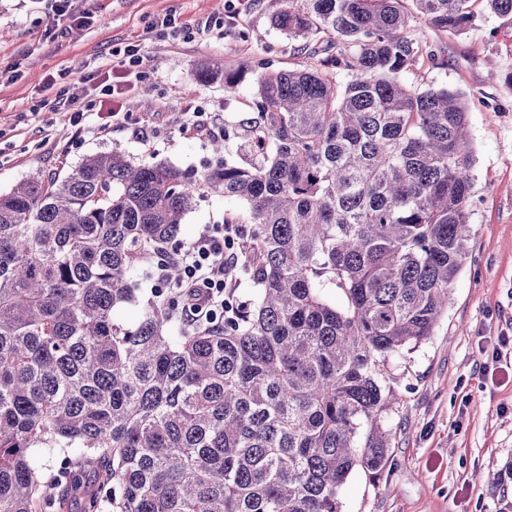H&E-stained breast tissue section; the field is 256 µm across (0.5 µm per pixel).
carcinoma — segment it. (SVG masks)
Returning a JSON list of instances; mask_svg holds the SVG:
<instances>
[{"label":"carcinoma","instance_id":"obj_1","mask_svg":"<svg viewBox=\"0 0 512 512\" xmlns=\"http://www.w3.org/2000/svg\"><path fill=\"white\" fill-rule=\"evenodd\" d=\"M402 2L277 0L276 29L324 38L300 69L245 64L238 163L217 138L199 177L111 150L0 193V512H341L352 471L383 469L388 363L433 336L472 240L465 95L400 75L435 59L412 20L463 33L476 0ZM199 72L236 95L240 71ZM202 191L246 205L224 222L251 225L254 294L176 330L130 276ZM74 444L68 477L30 466Z\"/></svg>","mask_w":512,"mask_h":512}]
</instances>
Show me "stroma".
Listing matches in <instances>:
<instances>
[{"mask_svg": "<svg viewBox=\"0 0 512 512\" xmlns=\"http://www.w3.org/2000/svg\"><path fill=\"white\" fill-rule=\"evenodd\" d=\"M50 0H0V191L34 175L50 177L108 150L130 160L203 173L213 160L208 128L246 118L257 86L244 73L234 98L223 82L202 83L200 63L235 69L265 60L274 69L306 65L298 41L275 29L273 0H251L238 16L214 0H73L83 26L54 22ZM473 27L456 34L423 20L414 38L436 59L404 73L421 89L465 94L474 148L471 255L453 281L433 336L390 359L401 402L388 417L395 439L377 475L355 470L340 491L341 512H502L512 481L490 488L475 473L512 459V18L476 5ZM174 15L188 33L152 27ZM134 44L142 77L126 102L128 117L76 136L53 111L49 77L119 69V49ZM245 210L242 201L208 192L181 226L191 242L204 225Z\"/></svg>", "mask_w": 512, "mask_h": 512, "instance_id": "35a3bbf8", "label": "stroma"}]
</instances>
